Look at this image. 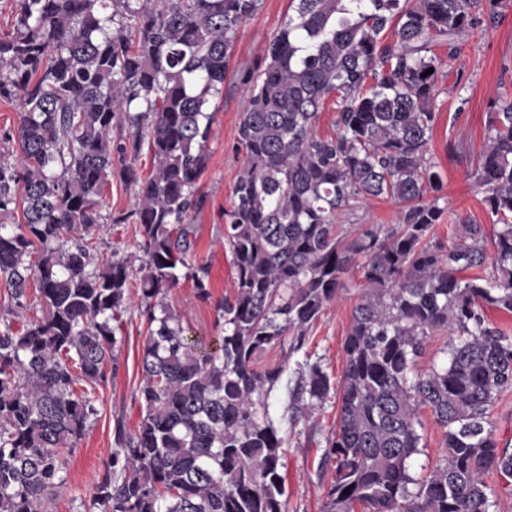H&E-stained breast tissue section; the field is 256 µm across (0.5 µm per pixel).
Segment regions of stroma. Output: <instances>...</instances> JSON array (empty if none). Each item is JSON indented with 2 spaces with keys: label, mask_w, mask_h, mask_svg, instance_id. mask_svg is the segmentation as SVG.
I'll use <instances>...</instances> for the list:
<instances>
[{
  "label": "stroma",
  "mask_w": 512,
  "mask_h": 512,
  "mask_svg": "<svg viewBox=\"0 0 512 512\" xmlns=\"http://www.w3.org/2000/svg\"><path fill=\"white\" fill-rule=\"evenodd\" d=\"M293 7L292 0H261L257 13L238 29L224 97L218 102L205 144L207 166L198 181L204 204L189 217L193 248L187 266L177 269L178 285L162 297L163 304L194 336L220 335L216 304L233 291L235 271L224 243V212L231 205L233 188L245 161L243 152L236 148L239 120L248 105L240 76L264 58L270 39L287 21ZM459 48L458 73L440 76L438 81V120L430 152L443 178L448 210L472 223L488 226L492 220L473 184L475 162L485 143L491 100L502 95L512 97V7L487 30L463 38ZM137 203V186L126 182L120 173H113L99 199L100 220L91 235L94 264L118 257L128 260L132 267L141 266V228L129 219ZM398 216V204L374 199L345 218L343 224L350 233L357 232L363 224L385 231L397 223ZM199 262L209 267L210 297L205 301L197 299L191 279L190 267ZM362 283L360 272H353L345 300L325 311L308 331L301 350L289 353L275 346L263 356L267 363L288 364L280 386L268 400L272 415L281 420L280 430L287 440L282 474L288 512H324L334 467L325 450L336 429L337 396L329 394L295 420L286 418L285 412L308 365L319 364L331 385H338L344 365L343 342ZM143 308L140 283L132 281L122 312L113 322L116 362L107 367L106 380L97 388L95 412L69 456L67 483L57 493L50 512H102L95 492L112 458L115 426L123 424L131 432L141 421L137 391L147 334ZM422 421L421 451L410 460V472L417 477L426 474L447 450L444 433L432 415L423 413Z\"/></svg>",
  "instance_id": "35a3bbf8"
}]
</instances>
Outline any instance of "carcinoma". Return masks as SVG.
<instances>
[{"label":"carcinoma","mask_w":512,"mask_h":512,"mask_svg":"<svg viewBox=\"0 0 512 512\" xmlns=\"http://www.w3.org/2000/svg\"><path fill=\"white\" fill-rule=\"evenodd\" d=\"M259 5L18 0L13 30L0 35V98L20 103L22 156L19 167L0 162V215L20 204L24 216L0 224V284L22 310L35 287L42 312L20 333L0 330V512H48L114 361L112 319L133 269L125 259L92 266L85 240L114 170L139 186L130 217L142 229L148 334L142 419L133 433L117 424L97 485L102 512H286V438L267 404L286 366L257 360L272 345L301 349L356 268L364 284L344 341L324 512H497L483 476L512 477V452L490 421L512 388V334L485 308L512 314V98L494 101L475 171L492 237L446 219L429 143L457 41L507 0H298L264 60L242 75L245 166L224 224L235 281L216 306L224 336L210 345L189 338L157 298L186 266L189 211L204 203L210 103ZM128 17L129 31L112 30ZM328 104L336 131L323 137ZM123 124L129 137L115 143ZM145 139L153 168L143 179L127 158ZM384 198L400 205L394 228L342 233L338 217ZM444 222L446 243L433 233ZM192 277L208 300V266ZM435 334L449 336L446 364L414 373ZM330 390L310 365L300 394L321 401ZM422 409L447 451L417 479L409 461L420 453Z\"/></svg>","instance_id":"carcinoma-1"}]
</instances>
